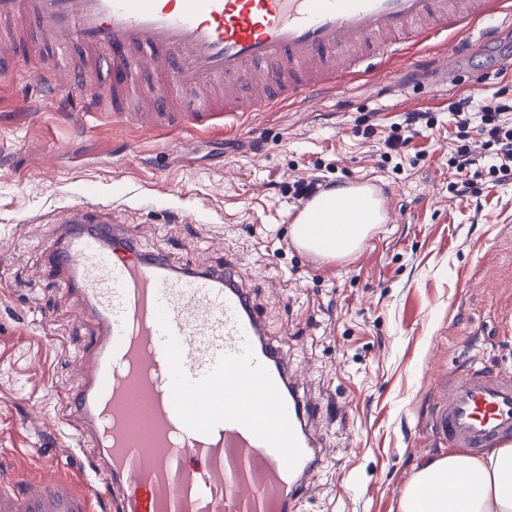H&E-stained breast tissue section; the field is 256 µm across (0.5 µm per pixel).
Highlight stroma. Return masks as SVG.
<instances>
[{
  "instance_id": "stroma-1",
  "label": "stroma",
  "mask_w": 512,
  "mask_h": 512,
  "mask_svg": "<svg viewBox=\"0 0 512 512\" xmlns=\"http://www.w3.org/2000/svg\"><path fill=\"white\" fill-rule=\"evenodd\" d=\"M436 51L378 56L312 112L286 103L205 135H146L129 151L130 131L77 130L42 98L32 65L54 49L31 43L29 66L0 78V474L32 482L50 464L74 480L88 467L65 405L89 333L46 268L53 214L82 197L117 209L126 233L177 266L237 262L321 407L329 462L301 512H400L413 475L449 453L425 431L438 383L475 366L512 376V175L479 177L471 206L450 192L448 164L451 99L512 105V29L495 53L465 60L472 76L454 87L438 82ZM413 110L418 135L386 151L382 136ZM316 166L330 185L390 191L391 221L337 259L308 258L291 241L289 174Z\"/></svg>"
}]
</instances>
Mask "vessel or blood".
<instances>
[{"label":"vessel or blood","instance_id":"obj_1","mask_svg":"<svg viewBox=\"0 0 512 512\" xmlns=\"http://www.w3.org/2000/svg\"><path fill=\"white\" fill-rule=\"evenodd\" d=\"M510 17L512 0H0V76L18 66L9 24L21 19L89 54L102 89L65 65L38 77L45 96L78 101V129L108 118L206 134L339 93L377 46L444 40L437 70L455 83L457 59ZM57 233L48 264L93 336L66 409L89 468L80 485L1 476L0 512H295L327 463L319 407L239 273L172 265L81 203L62 208ZM436 397L428 430L449 447L512 442L511 377L473 369Z\"/></svg>","mask_w":512,"mask_h":512}]
</instances>
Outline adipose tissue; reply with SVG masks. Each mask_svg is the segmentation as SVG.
<instances>
[{
	"instance_id": "adipose-tissue-1",
	"label": "adipose tissue",
	"mask_w": 512,
	"mask_h": 512,
	"mask_svg": "<svg viewBox=\"0 0 512 512\" xmlns=\"http://www.w3.org/2000/svg\"><path fill=\"white\" fill-rule=\"evenodd\" d=\"M380 221L371 197H356L342 205L329 192L293 225L292 235L299 246L333 258L359 249ZM452 478L465 482L467 494L452 503L436 495L430 512H512V445L478 456L455 453L426 462L413 476L401 512H418L419 492L436 493Z\"/></svg>"
}]
</instances>
